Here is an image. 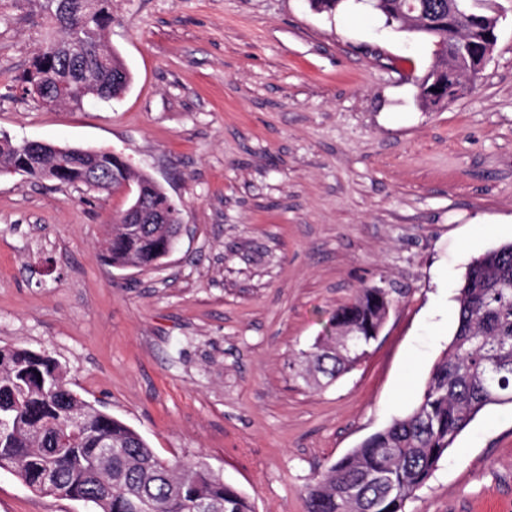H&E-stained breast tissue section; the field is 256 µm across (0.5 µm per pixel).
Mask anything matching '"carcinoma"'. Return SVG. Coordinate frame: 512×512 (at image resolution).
I'll return each instance as SVG.
<instances>
[{
  "label": "carcinoma",
  "mask_w": 512,
  "mask_h": 512,
  "mask_svg": "<svg viewBox=\"0 0 512 512\" xmlns=\"http://www.w3.org/2000/svg\"><path fill=\"white\" fill-rule=\"evenodd\" d=\"M420 25L408 27L407 8L398 0H372L393 31L414 34L432 48L433 61L415 80L426 108L429 88L466 69L458 35H473L479 21L495 17L494 0H411ZM52 23L51 38L21 82L37 81L43 96L58 106L81 107L86 98L66 77L87 66L86 74L103 99L120 96L131 75L117 52L104 44L112 9L88 14L83 0H42ZM21 145L0 143V175L19 167ZM57 163L58 182L116 191L127 179L142 186L143 207L167 213L169 196L147 173L101 152L92 158L75 148L69 155L32 158L28 176L41 178L43 165ZM102 173L84 182L83 166ZM163 224H129L119 216L109 226L101 258L112 267H158L166 257ZM392 288L359 289L338 309L325 336L300 352L305 384L320 374L332 381L367 354L393 302ZM458 325L448 350L432 367L417 406L406 416L366 438L304 489L307 512H405L437 469L456 437L484 410L512 404V243L503 244L469 265L458 288ZM362 334L361 345L346 352L343 332ZM0 469L22 482L66 499L91 500L97 512H254L247 495L208 465L170 461L122 420L68 387L57 361L19 346H0Z\"/></svg>",
  "instance_id": "obj_1"
}]
</instances>
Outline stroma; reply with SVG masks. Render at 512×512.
<instances>
[{
	"instance_id": "obj_1",
	"label": "stroma",
	"mask_w": 512,
	"mask_h": 512,
	"mask_svg": "<svg viewBox=\"0 0 512 512\" xmlns=\"http://www.w3.org/2000/svg\"><path fill=\"white\" fill-rule=\"evenodd\" d=\"M471 92L423 108L429 46L369 0H112L131 83L46 107L19 79L50 26L0 0V136L110 151L180 209L160 268L106 266L122 192L0 175V346L55 358L161 457L204 460L255 512L408 414L458 320L473 258L512 242V0ZM400 289L368 356L299 376L358 288ZM0 512H89L0 470ZM405 512H512V405L461 432Z\"/></svg>"
}]
</instances>
